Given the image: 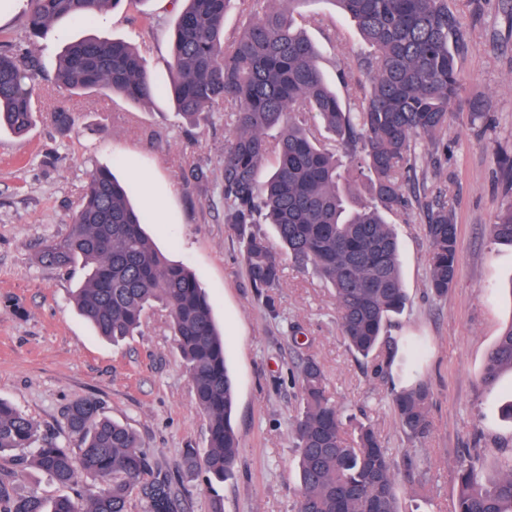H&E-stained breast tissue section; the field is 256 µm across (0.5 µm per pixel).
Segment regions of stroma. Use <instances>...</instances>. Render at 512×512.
<instances>
[{
    "label": "stroma",
    "instance_id": "obj_1",
    "mask_svg": "<svg viewBox=\"0 0 512 512\" xmlns=\"http://www.w3.org/2000/svg\"><path fill=\"white\" fill-rule=\"evenodd\" d=\"M465 35L458 60L463 114H451L444 148H417L422 200L447 202L458 229V274L446 298L427 287L429 247L421 209L389 215L402 250L408 302L385 334L397 354L416 351L415 369L431 391L430 432L415 445L403 438L391 404L397 366L352 355L338 326L336 301L312 270L287 263L276 312L251 287L240 245L224 224L218 195L224 147L233 128L223 113L186 123L164 95L145 103L90 93L71 95L53 80L61 34L117 36L142 50L154 79L170 78L172 0H123L96 23L61 20L35 47L42 73L36 106L66 108L74 126L36 125L26 136L0 133V398L41 432L69 440L63 414L75 400L100 401L108 417L132 428L152 472L171 480L179 512H295L299 496L290 430L300 370L316 359L342 416L370 424L391 450L409 446L415 465L400 478L404 512H454L457 465L471 451L486 477L512 454V376L484 389L480 373L503 329L512 324V246L490 227L512 202V15L501 0H448ZM297 26L322 50L319 66L338 95L367 84L357 60L355 26L331 0H307ZM483 122L470 124L469 113ZM131 183L152 222L146 232L172 261L188 265L206 287L224 334L236 387L234 424L240 449L232 481L207 490L204 474L186 473L183 454L206 445V420L170 331L167 311L149 308L140 330L119 344L95 335L72 304L81 267L39 262L43 242L64 235L96 168ZM202 169L204 178L192 177Z\"/></svg>",
    "mask_w": 512,
    "mask_h": 512
}]
</instances>
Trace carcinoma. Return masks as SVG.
Returning a JSON list of instances; mask_svg holds the SVG:
<instances>
[{"instance_id": "cac0c4a2", "label": "carcinoma", "mask_w": 512, "mask_h": 512, "mask_svg": "<svg viewBox=\"0 0 512 512\" xmlns=\"http://www.w3.org/2000/svg\"><path fill=\"white\" fill-rule=\"evenodd\" d=\"M120 2L27 0V42L42 39L60 19L86 25ZM184 2L170 35L169 91L186 120L222 110L234 127L220 194L224 224L241 244L251 286L276 310L283 254L255 230L271 224L296 266L312 268L333 289L348 349L364 359L392 358L383 331L405 307L407 294L397 236L385 215L419 203L417 146H440L448 112L462 110L457 59L465 40L448 0H332L369 48L359 65L370 71V87L351 106L329 86L319 48L292 18L308 0H237L251 19L231 42L224 41V15L232 0ZM38 70L28 48L0 50V130L23 135L40 117L61 131L74 125L75 114L65 109L46 116L34 109ZM55 80L74 94L106 89L134 103L163 91L139 48L117 38L65 41ZM313 116L349 147L348 163L318 137ZM274 127L280 135L272 142L266 131ZM272 156L275 167L264 176ZM359 180L368 185L370 199L354 191ZM130 193L109 169L95 170L67 233L46 241L39 260L82 266L75 306L105 339L131 335L154 305L166 309L207 422V446L189 450L186 467L223 483L239 454L224 339L206 288L188 266L157 249L143 230L151 216L133 206ZM425 219L429 288L444 296L457 274V224L441 202L426 207ZM491 232L494 240L512 243V204ZM509 372L512 324L490 351L480 383L493 388ZM429 399L428 385L418 378L392 392L400 431L411 443L429 431ZM299 400L291 428L300 482L296 512H402L397 481L412 471V457L390 451L366 425L347 444L341 413L313 359L302 367ZM65 421L74 448L41 434L33 419L0 400V456L8 453L12 461L0 466V512H126L136 493L145 512H175L172 484L145 481L151 464L135 431L109 419L90 398L74 401ZM29 466L63 488L85 478L98 487L51 500L35 491L19 494L16 483ZM457 481L455 512H512V457L486 480L480 458L467 453Z\"/></svg>"}]
</instances>
